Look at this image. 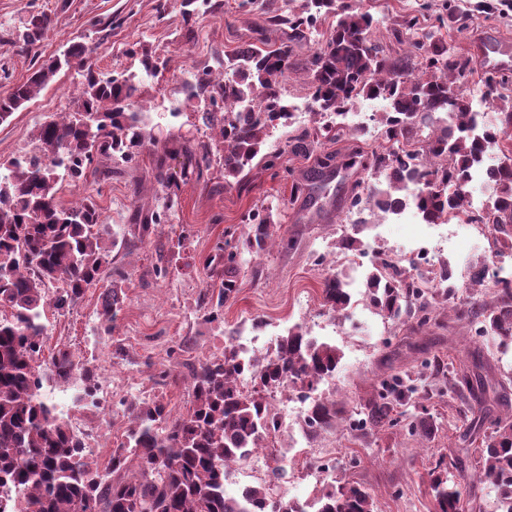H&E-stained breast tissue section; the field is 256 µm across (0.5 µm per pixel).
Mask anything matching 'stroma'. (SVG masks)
Masks as SVG:
<instances>
[{
	"label": "stroma",
	"instance_id": "stroma-1",
	"mask_svg": "<svg viewBox=\"0 0 512 512\" xmlns=\"http://www.w3.org/2000/svg\"><path fill=\"white\" fill-rule=\"evenodd\" d=\"M462 12L473 14L470 26L453 37L457 54L474 59L476 40L512 41V0H457ZM361 10L378 21L375 37L386 55L397 57L402 47L392 36L402 17L414 12L416 0H357ZM51 12L54 25L36 51L6 43L7 33L18 29L28 11ZM179 0H0V97L31 72L33 54L48 58L72 42L90 49L95 69L105 75L134 71L133 44L157 49L167 64L142 81V112L158 137L179 133L198 142H214L216 131L199 116L200 102L187 100L183 86L215 56L232 51L246 40H255L263 23L258 6L240 8L239 0H224L221 11L198 22L196 39L184 43ZM80 77L61 71L9 122L0 124V164L32 146L33 130L51 116L77 108ZM317 118L304 114L294 127H278L266 139V148L280 149L276 170L256 164L241 176V187L224 185V168L211 160L200 180L181 185L171 222L152 225L141 244L130 251L116 250L104 274L105 282H118L124 304L112 335L98 333L101 288L89 289L73 309H47L46 353L67 350L83 355L97 369L100 381L110 371L122 374L124 387L139 397L163 399L178 413L190 405L189 365L222 356L229 331L249 335L254 318L268 324L271 339L288 327L302 325L311 336L336 344L342 360L335 378L321 383L317 397L336 402L346 413H356L367 398L377 375L410 365L411 346L426 349L428 357L461 358L472 338L454 324L429 333L404 338L390 332L381 317L374 329L333 316L322 305L326 277L335 272L336 240L345 221V203L353 175L328 181L323 190L292 197L294 179L312 170L315 155H296L286 141L294 130L313 128ZM156 150H144L132 167L109 176L88 170L76 184L64 183L63 202L86 195L98 201L108 237H132L135 210L162 208V196L151 176ZM271 208L280 227L270 253L257 265L260 277L243 276L239 291L224 307L223 323H207L203 302L212 281L203 262L227 228L242 229L249 212ZM417 219L383 213L372 218L363 232L371 248L395 252L408 238L421 233ZM324 254L323 265H314L313 253ZM169 264L166 278H155L151 268L157 257ZM437 427L427 437L409 436L402 427H384L373 436L337 427L318 436L307 434L303 421L292 430H280L266 454L283 459L287 474L277 485L278 496L304 500L326 485L351 479L364 485L375 500L377 512H434L435 502L428 472L438 460L455 464L463 475V495L469 512H497L496 495L482 485H472L478 469L482 431L464 433L458 414L460 400L436 397L427 402Z\"/></svg>",
	"mask_w": 512,
	"mask_h": 512
}]
</instances>
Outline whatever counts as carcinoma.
<instances>
[{
    "label": "carcinoma",
    "mask_w": 512,
    "mask_h": 512,
    "mask_svg": "<svg viewBox=\"0 0 512 512\" xmlns=\"http://www.w3.org/2000/svg\"><path fill=\"white\" fill-rule=\"evenodd\" d=\"M212 0H181L185 37L194 35L197 19L210 12ZM271 26L287 29L288 39L278 45L244 42L224 54L225 76L208 68L187 89V96L205 104L201 119L219 132L217 143H195L171 133L164 154L181 155V176L189 182L210 155L222 153L224 187L259 156L270 128L293 124L294 105L282 96L279 77L303 59L308 74L312 112L323 123L304 129L289 142L295 153L314 151L315 140L330 135L349 142L350 167L363 173L347 197V218L353 232L336 240L341 254L357 252L364 214H397L414 207L427 224H446L468 214V193L474 172L484 169L485 158L498 154L487 169L493 186V218L488 220L489 252L512 250V110L499 106L498 87L509 75L484 76L482 103L496 110L495 123L484 120L470 98L457 86L473 73L470 62L457 56L443 36L445 18L458 17L456 0H445L446 15L421 25L408 17L394 32L403 54L389 58L376 40L374 17L354 0H305L297 10L288 0H261ZM332 19L310 46L311 34ZM54 20L44 10H32L14 42L34 49ZM425 28L422 38L416 31ZM142 70L151 74L167 64L157 51L142 45L130 49ZM34 70L0 98V123L25 107L63 68L76 71L78 110L43 122L32 135L33 152L12 160L0 174V512H375L367 489L345 481L323 488L308 501L276 496L282 467H272L268 481L246 486L238 495L227 491L230 465L247 460L266 447L278 431L269 396L285 388L312 392L334 376L340 362L338 348L308 337L300 325L288 328L273 351L246 363L233 344L222 357L188 365L192 400L186 413L171 415L162 400L133 398L121 402L128 419L125 440L112 449L104 465L90 460L84 443L74 435L57 407L42 399L39 389L44 368L41 352L47 338L44 307L59 310L74 306L86 291L97 286L110 264L101 210L87 195L69 205L58 197L59 184L77 181L92 164L112 173L128 166L138 154L158 141L135 110L138 90L134 72L104 76L90 63V51L73 43L44 61L34 55ZM379 97L387 102L379 115V138L384 145L367 153L361 137L368 129L346 128L343 119L359 98ZM153 177L163 192L162 211L150 222L161 224L172 216L179 183L159 159ZM275 225L259 211L244 225L236 243L216 245L203 264L208 277L218 278L217 291L207 302L212 321L224 318V304L235 298L240 273L259 275L257 257L270 251ZM429 272L415 266L389 263L383 252L365 281L364 296L384 322L412 334L444 327L450 290L422 288ZM470 287L485 297L481 304L454 308L453 317L480 338L479 346L459 363L438 364L428 375L429 363L376 379L373 397L360 405V419L350 424L365 434L409 419L428 436L434 424L424 416L426 407L410 410L413 397L422 394L464 398L481 396L477 421L489 423L479 461L478 481L495 492L498 512H512V415L494 414L495 399L487 392L505 388L497 368L484 355L486 348L512 346V287L489 285L481 274ZM116 284L102 294L100 331L112 333L123 304ZM323 305L336 316H346L352 294L346 275L336 271L322 288ZM52 374L61 380L78 377L82 399H93L97 380L94 367L81 366L66 350L53 355ZM252 371L251 386L241 377ZM336 403L319 399L308 411L305 425L317 435L336 424ZM436 512H460V483L444 460L429 472Z\"/></svg>",
    "instance_id": "obj_1"
}]
</instances>
